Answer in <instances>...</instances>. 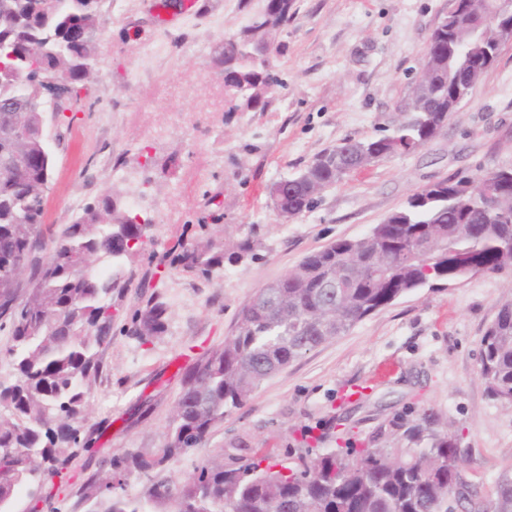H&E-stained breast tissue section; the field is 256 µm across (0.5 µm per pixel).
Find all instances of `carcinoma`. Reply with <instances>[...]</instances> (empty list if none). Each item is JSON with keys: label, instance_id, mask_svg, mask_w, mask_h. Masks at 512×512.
I'll return each mask as SVG.
<instances>
[{"label": "carcinoma", "instance_id": "cac0c4a2", "mask_svg": "<svg viewBox=\"0 0 512 512\" xmlns=\"http://www.w3.org/2000/svg\"><path fill=\"white\" fill-rule=\"evenodd\" d=\"M104 0H0V317L13 344L6 355L13 378L0 382V512H13L31 474L42 475L39 500L63 482L79 447L90 387L100 372L99 348L112 340L114 307L128 280L103 277L92 262L112 261L142 249L150 224L120 210L112 193L56 233L43 227L52 152L43 113L54 95L80 100L97 44L90 34L108 21ZM294 0H267L239 34L224 38L220 62L231 87L226 112H263L281 80L272 63L271 36L288 23ZM474 23L441 20L425 56V99L389 135L344 139L285 180L279 207L309 209L323 190L350 172L423 146L459 106L456 84L472 91L496 60L500 45L467 40ZM476 197L466 181L446 179L413 193L405 206L355 239H339L307 255L278 282L256 291L224 347L197 360L177 400L162 448L151 455H114L105 475L87 478L81 498L88 512H165L175 500L185 512H512V478L494 496L466 475L459 437L433 412L393 415L362 448L306 446L278 457L265 448L224 449L177 483L170 465L201 447L224 414L241 406L262 380L322 343L348 331L401 296L425 287L420 256L449 272L462 257L484 273L512 271V178H483ZM173 263L203 276L224 265V251L187 246ZM32 268L26 284L14 279ZM340 278L329 294L323 282ZM162 302L134 312L128 333L145 344L163 335ZM480 375L488 396L512 410V298L501 304L482 338ZM148 478L145 497H125L133 473Z\"/></svg>", "mask_w": 512, "mask_h": 512}]
</instances>
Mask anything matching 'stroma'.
<instances>
[{"label": "stroma", "instance_id": "obj_1", "mask_svg": "<svg viewBox=\"0 0 512 512\" xmlns=\"http://www.w3.org/2000/svg\"><path fill=\"white\" fill-rule=\"evenodd\" d=\"M198 2L191 27L181 10L127 0L101 33L81 107L59 117L65 133L51 146L45 223L62 227L110 192L124 208L140 199L153 241L119 265L130 281L99 351L80 428L88 446L42 512H87L80 488L102 460L163 446L186 373L223 346L258 288L338 239L363 236L429 183L512 166L509 41L427 144L354 170L282 222L269 196L275 182L344 138L378 137L406 120L425 47L452 0H294L274 35L282 88L266 111L233 113L211 105L223 91L215 60L266 0ZM161 41L167 53L132 77ZM247 238L255 258L225 261L206 278L170 263L187 242L228 252ZM511 295L512 279L485 274L398 298L262 381L204 447L176 459L174 477L240 442L285 454L307 430L318 447L357 448L384 418L430 410L457 432L467 475L494 491L512 475V410L488 397L480 351ZM151 301L167 306V329L143 344L127 328ZM384 363L393 372L374 380Z\"/></svg>", "mask_w": 512, "mask_h": 512}]
</instances>
